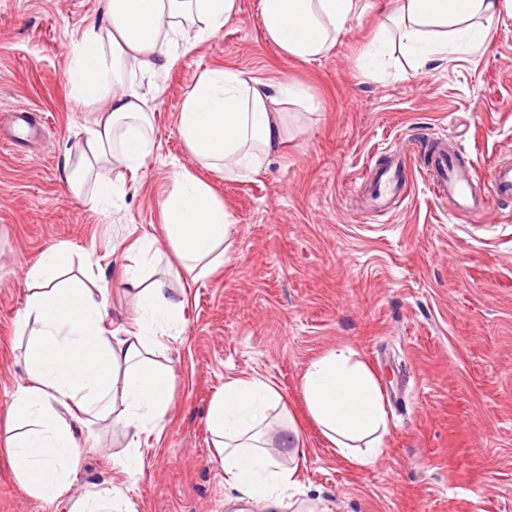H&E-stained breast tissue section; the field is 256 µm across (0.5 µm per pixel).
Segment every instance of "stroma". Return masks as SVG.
<instances>
[{"label":"stroma","mask_w":512,"mask_h":512,"mask_svg":"<svg viewBox=\"0 0 512 512\" xmlns=\"http://www.w3.org/2000/svg\"><path fill=\"white\" fill-rule=\"evenodd\" d=\"M222 32L147 78L155 149L127 178L108 215L73 197L67 149L86 138L69 96L70 49L104 20L102 0H0V112L32 109L43 138L0 146V512H71L120 482L112 468L127 439L95 425L90 449L62 498L23 492L7 458L11 393L26 379V340L15 333L27 269L51 246L74 251L73 276L108 287V330L123 333L137 290L123 278L137 239L158 240L144 280L167 276L187 304L163 352L176 368L160 436L142 437L146 463L129 491L134 512H264L238 500L206 424L228 379L259 376L284 396L274 426L295 423L305 453L295 498L309 512H512V202L480 220L431 192L423 149L448 143L488 179L512 162V9L474 53L417 67L397 58L378 73L362 57L381 18L379 0L324 57L284 58L262 30L260 0H236ZM300 86L308 105H285L288 133L258 175L198 167L177 133L185 95L206 72ZM409 147V195L392 216L358 214L369 167ZM196 171L223 200L235 229L224 264L197 283L168 277L158 202L174 166ZM350 347L380 378L388 449L356 470L309 418L302 370Z\"/></svg>","instance_id":"obj_1"}]
</instances>
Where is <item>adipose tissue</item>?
Returning <instances> with one entry per match:
<instances>
[{"label": "adipose tissue", "mask_w": 512, "mask_h": 512, "mask_svg": "<svg viewBox=\"0 0 512 512\" xmlns=\"http://www.w3.org/2000/svg\"><path fill=\"white\" fill-rule=\"evenodd\" d=\"M395 2L371 40L370 65L383 64L395 50L421 62L477 51L500 8V0ZM104 8V23L86 27L71 47L70 93L89 120L87 148L67 161L65 175L75 197L97 204L120 194L127 175L143 170L153 153L152 95L140 76L174 67L196 42L215 37L236 0H104ZM366 8V0H261V18L284 56L309 61L329 53ZM189 27L195 37L183 39ZM301 95L294 85L214 70L186 94L177 132L204 168L250 177L284 141L280 104ZM159 206L163 237L179 261L175 275L197 280L223 264L233 220L207 183L175 168ZM72 264L71 247L59 245L26 273L29 295L17 325L29 334L28 381L15 388L6 419L10 464L26 493L56 500L86 452L78 431L106 423L130 438L112 463L125 481L80 499L74 512H123L144 466L141 437L170 410L175 369L155 356L176 331L185 300L153 281L138 293L133 328L111 336L107 288L65 280ZM299 385L310 417L338 456L363 468L385 453L389 425L379 380L351 348L311 361ZM285 408L278 390L248 376L225 382L207 416L225 481L266 512H285L288 491L298 484L297 467L276 460L265 439L271 412Z\"/></svg>", "instance_id": "adipose-tissue-1"}]
</instances>
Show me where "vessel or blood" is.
I'll use <instances>...</instances> for the list:
<instances>
[{"mask_svg":"<svg viewBox=\"0 0 512 512\" xmlns=\"http://www.w3.org/2000/svg\"><path fill=\"white\" fill-rule=\"evenodd\" d=\"M406 160L397 151H386L385 160L373 176L370 204L363 209L366 217L385 215L400 207L409 195L402 170ZM426 173L436 195L448 198L458 213L478 217L501 200H512V164L497 165L488 180H479L473 168L457 162L447 150H435Z\"/></svg>","mask_w":512,"mask_h":512,"instance_id":"obj_1","label":"vessel or blood"}]
</instances>
